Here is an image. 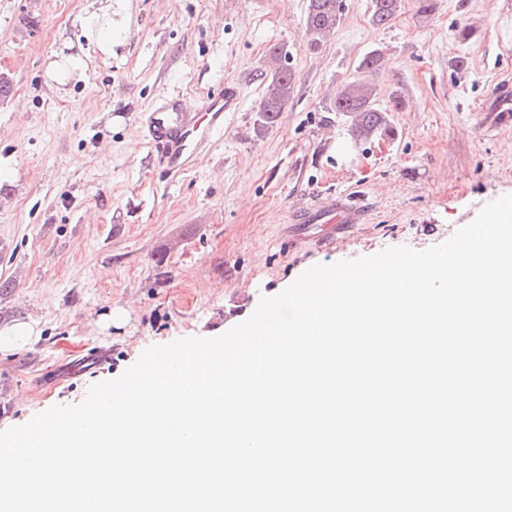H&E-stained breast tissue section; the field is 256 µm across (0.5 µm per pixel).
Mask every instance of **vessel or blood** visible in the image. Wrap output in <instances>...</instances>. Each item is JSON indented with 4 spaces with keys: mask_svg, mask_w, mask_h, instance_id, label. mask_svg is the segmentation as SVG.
I'll return each mask as SVG.
<instances>
[{
    "mask_svg": "<svg viewBox=\"0 0 512 512\" xmlns=\"http://www.w3.org/2000/svg\"><path fill=\"white\" fill-rule=\"evenodd\" d=\"M242 91L238 84L225 83L207 93L196 106H189L181 93L168 92L137 115L142 135L158 158L164 172L176 176L192 166L196 155L224 132L228 114L239 111ZM368 213L363 197L327 193L310 200L290 213L298 227L321 225L329 239L344 233L348 225L364 223Z\"/></svg>",
    "mask_w": 512,
    "mask_h": 512,
    "instance_id": "obj_1",
    "label": "vessel or blood"
}]
</instances>
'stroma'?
<instances>
[{
	"label": "stroma",
	"instance_id": "stroma-1",
	"mask_svg": "<svg viewBox=\"0 0 512 512\" xmlns=\"http://www.w3.org/2000/svg\"><path fill=\"white\" fill-rule=\"evenodd\" d=\"M86 0H0V328L37 322L38 338L0 353V431L80 403L153 345L216 337L317 264L449 239L512 194V118L494 109L512 81V0H417L384 28L370 0H343L320 50L302 39L308 0H112L118 37L103 55L80 37ZM465 25L460 38L455 25ZM70 46L82 79L47 83ZM296 75L278 124L257 125L264 57ZM385 54L379 104L400 96L392 134L354 139L326 111L369 50ZM463 69H453L454 60ZM243 104L183 174L157 170L137 115L181 90L188 104L225 80ZM361 191L366 223L319 243L292 239L288 213L308 194ZM122 320L109 321L112 310Z\"/></svg>",
	"mask_w": 512,
	"mask_h": 512
}]
</instances>
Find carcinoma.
I'll return each instance as SVG.
<instances>
[{
    "label": "carcinoma",
    "instance_id": "carcinoma-1",
    "mask_svg": "<svg viewBox=\"0 0 512 512\" xmlns=\"http://www.w3.org/2000/svg\"><path fill=\"white\" fill-rule=\"evenodd\" d=\"M401 0H372L370 20L382 27L396 17ZM342 18V0H308L304 38L309 49L320 48L324 40L334 32ZM384 64L381 51L374 49L359 60V76L336 88V95L326 105L329 112H340L353 117L351 133L354 137L385 134L390 131L388 113L402 106L395 97L390 107H382L375 97L374 77ZM265 88L257 107V122L264 129L277 125L281 112L291 100L295 88V73L278 48L270 50L264 64Z\"/></svg>",
    "mask_w": 512,
    "mask_h": 512
}]
</instances>
